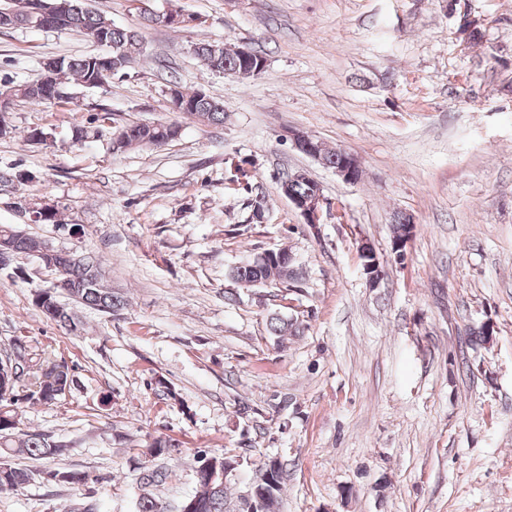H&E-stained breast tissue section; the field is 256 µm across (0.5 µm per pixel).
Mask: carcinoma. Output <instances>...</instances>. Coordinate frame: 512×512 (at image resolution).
Here are the masks:
<instances>
[{
  "label": "carcinoma",
  "mask_w": 512,
  "mask_h": 512,
  "mask_svg": "<svg viewBox=\"0 0 512 512\" xmlns=\"http://www.w3.org/2000/svg\"><path fill=\"white\" fill-rule=\"evenodd\" d=\"M43 2L58 6L53 19L36 23L38 16L32 9ZM45 31L69 32L80 35L96 44L106 41L112 49V55H119L127 70L139 62L145 52V42L141 31L134 28H122L112 24L102 13L92 8L88 0H8V6L0 7V29L31 27ZM190 52L198 59L205 71L222 75L226 71L236 76L258 77L266 67V58L257 57L250 66H244L237 53V47L222 42H197L190 45ZM98 55L87 54L77 57L58 58L59 66L48 80L39 79L23 83L25 91L20 99L33 104L50 103V91L63 94L59 102L67 103L75 99L71 84L84 88H98L108 83L109 78L98 73L94 65ZM167 88H175L180 96L187 100L188 109L183 112L185 118L202 125L224 123V104L201 88L187 90L178 81H171ZM181 125L177 122L145 124L133 123L121 127L122 140L112 143V150L124 152L136 147H155L178 137ZM227 180L244 195L246 208L256 214H265L268 207L263 185L256 176L240 178L239 174L227 170ZM11 245L12 258L20 255L29 256L38 238L29 235L11 225H0V242ZM56 265L61 271L60 279L64 281L65 291L76 302L93 310L112 314L126 306L125 297L112 288L102 272L101 260L91 253L55 251ZM283 273V268L267 257L263 260H250L232 268L229 276L236 283L248 287H260L266 283L276 282L275 275ZM34 304L41 309L48 319L71 334L82 329L78 317L62 304L53 288H42L33 293ZM268 331L281 338L287 334L298 335L304 332L306 325L299 316L286 317L279 312H272L267 318ZM10 350L18 358L20 373L12 383L10 400L0 398V456L9 455L20 449L24 454L34 458L61 456L67 446L49 439L42 433H27L15 439V406L21 400L32 404L51 405L55 403L66 389L70 387L68 368L50 361L42 354L30 349L28 345L16 340ZM178 448L172 440L159 438L148 448L152 459L165 458ZM236 455L224 452L212 456L202 455L197 458L194 470V492L186 500L194 502L193 512H231L228 506V486L224 480V462L235 461ZM140 486L142 492L135 502V512H164L159 496L149 491L165 483L168 472L162 466H141ZM49 477L59 484L82 485L89 475L71 470H54ZM29 478L28 473L9 464H0V489L16 488ZM261 500L253 501L250 507L240 508V512H278L283 491L282 469H277L271 479H262L260 484Z\"/></svg>",
  "instance_id": "1"
}]
</instances>
